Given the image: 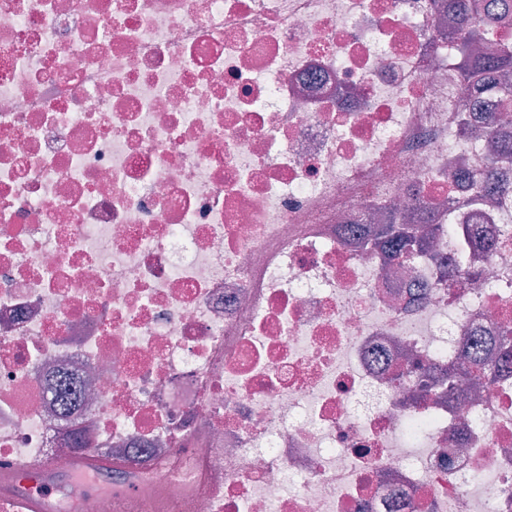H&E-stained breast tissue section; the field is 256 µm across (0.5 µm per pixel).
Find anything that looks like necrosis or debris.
Instances as JSON below:
<instances>
[{
    "instance_id": "4bbe7bcc",
    "label": "necrosis or debris",
    "mask_w": 512,
    "mask_h": 512,
    "mask_svg": "<svg viewBox=\"0 0 512 512\" xmlns=\"http://www.w3.org/2000/svg\"><path fill=\"white\" fill-rule=\"evenodd\" d=\"M448 29L441 0H0V461L78 428L149 486L79 512H512V375L413 378L512 331V194L408 263L344 232L456 214L449 162L485 169ZM53 376L90 388L65 421Z\"/></svg>"
}]
</instances>
